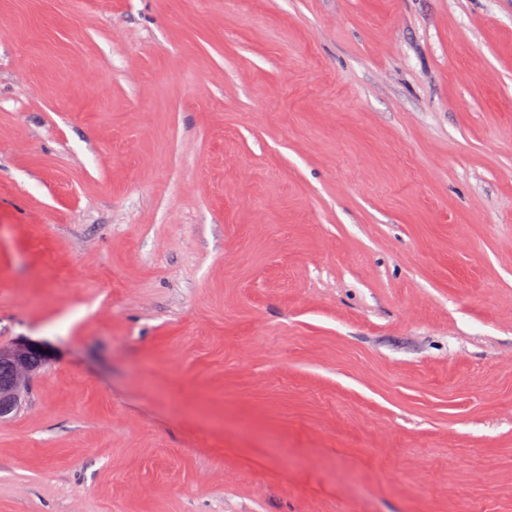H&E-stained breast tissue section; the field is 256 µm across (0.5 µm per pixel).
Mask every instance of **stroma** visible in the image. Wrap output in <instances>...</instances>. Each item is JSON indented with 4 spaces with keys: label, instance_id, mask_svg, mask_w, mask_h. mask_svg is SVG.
<instances>
[{
    "label": "stroma",
    "instance_id": "1",
    "mask_svg": "<svg viewBox=\"0 0 512 512\" xmlns=\"http://www.w3.org/2000/svg\"><path fill=\"white\" fill-rule=\"evenodd\" d=\"M0 512H512V0H0ZM35 350L42 351L48 360L53 356L46 344L29 338H22L10 347L0 348V360H2L0 361V386L10 383L0 388V408L1 404L8 406V411L2 414H7L21 406L22 399L28 393L33 373L44 366L42 359L34 356L31 359L32 369L29 354Z\"/></svg>",
    "mask_w": 512,
    "mask_h": 512
}]
</instances>
